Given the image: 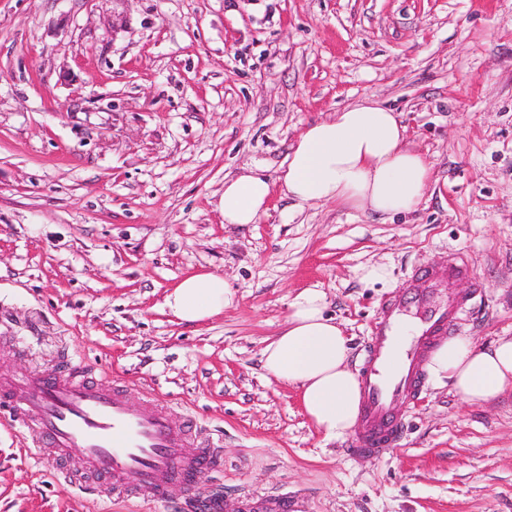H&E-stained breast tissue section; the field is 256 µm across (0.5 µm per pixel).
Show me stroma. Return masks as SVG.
Here are the masks:
<instances>
[{"mask_svg":"<svg viewBox=\"0 0 512 512\" xmlns=\"http://www.w3.org/2000/svg\"><path fill=\"white\" fill-rule=\"evenodd\" d=\"M367 96L400 112L433 181L394 218L274 193L228 224L224 181L277 176L304 127ZM471 265L449 336L512 337V0H0V378L67 366L192 417L221 450L193 490L115 500L65 481L0 403V512H197L223 493L307 512H512V389L468 405L427 378L407 431L359 461L261 351L307 288L359 370L381 302L412 269ZM384 283L362 281L367 265ZM230 284L222 315L163 307L184 277ZM250 500H253L255 503H260L262 505L261 512H305V509L302 508V501L300 497L292 498L288 497V494H284L281 496H266V495H257L252 497Z\"/></svg>","mask_w":512,"mask_h":512,"instance_id":"35a3bbf8","label":"stroma"}]
</instances>
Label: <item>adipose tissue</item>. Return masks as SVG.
<instances>
[{
  "instance_id": "adipose-tissue-1",
  "label": "adipose tissue",
  "mask_w": 512,
  "mask_h": 512,
  "mask_svg": "<svg viewBox=\"0 0 512 512\" xmlns=\"http://www.w3.org/2000/svg\"><path fill=\"white\" fill-rule=\"evenodd\" d=\"M433 177L431 163L407 144V128L393 108L367 97L331 120L307 124L277 178L248 168L226 180L220 211L228 224H255L269 209L274 190L298 204L333 202L396 217L414 212ZM232 301L224 278L207 273L185 277L163 302L184 322L219 316ZM325 293L300 292L289 304L286 326L261 351L265 371L297 387L303 411L326 436L345 434L360 410V387L349 365L342 328L326 317ZM429 374L447 380L466 404L489 402L512 387V338L489 347L469 339L445 341L429 357Z\"/></svg>"
}]
</instances>
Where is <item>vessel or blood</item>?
Listing matches in <instances>:
<instances>
[{
    "label": "vessel or blood",
    "mask_w": 512,
    "mask_h": 512,
    "mask_svg": "<svg viewBox=\"0 0 512 512\" xmlns=\"http://www.w3.org/2000/svg\"><path fill=\"white\" fill-rule=\"evenodd\" d=\"M469 272L467 264L457 261L444 268H418L408 292L381 305L359 374L361 422L351 456H381L400 439L404 425L395 402L418 399L425 386L426 353L468 304L461 295L435 300L436 287ZM0 394L35 432L38 445L53 448L61 457L79 449L77 469L135 498L165 499L177 491L179 479L198 474L219 454L190 423H175L170 407L131 406L118 383L106 387L71 372L7 378L0 382ZM256 501L264 512H305L301 499L285 494L260 495Z\"/></svg>",
    "instance_id": "vessel-or-blood-1"
}]
</instances>
